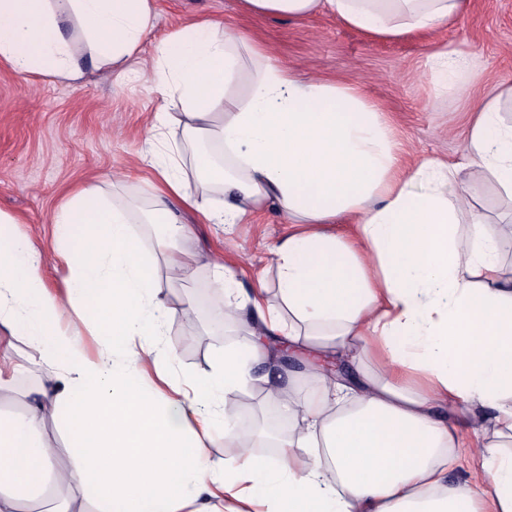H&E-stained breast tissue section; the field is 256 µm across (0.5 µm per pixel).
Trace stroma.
Segmentation results:
<instances>
[{"label":"stroma","mask_w":512,"mask_h":512,"mask_svg":"<svg viewBox=\"0 0 512 512\" xmlns=\"http://www.w3.org/2000/svg\"><path fill=\"white\" fill-rule=\"evenodd\" d=\"M156 27L144 45L152 60L168 32L207 17L254 31L273 49L278 62L305 80L357 85L379 102L395 139L409 156L465 160L471 104L488 87L512 82V0H473L454 24L428 35L377 40L319 14L307 19L253 18L238 0H157ZM448 45L475 61L466 95L439 88L427 59L434 46ZM166 103L148 76L129 82L93 71L72 86L58 80L20 78L0 64V210L21 218L26 234L44 258V282L64 292V269L55 265L59 245L52 216L71 189L96 184L105 194L134 198L131 184H113L112 174L126 169L143 145L154 113ZM479 191L477 212L494 223L512 221V199L480 170H465ZM191 249L223 258L235 268L242 287L259 279L275 282L270 248L289 231L280 216L266 211L243 224L192 223ZM0 359V417L25 410L27 393L46 385L49 369L31 370L37 352L21 337ZM231 334L213 329L205 309L195 322L173 318L159 338L170 362L169 375L181 379L207 363L213 349L234 343Z\"/></svg>","instance_id":"stroma-1"}]
</instances>
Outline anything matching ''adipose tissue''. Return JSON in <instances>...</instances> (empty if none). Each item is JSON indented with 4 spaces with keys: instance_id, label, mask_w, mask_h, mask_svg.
Masks as SVG:
<instances>
[{
    "instance_id": "1",
    "label": "adipose tissue",
    "mask_w": 512,
    "mask_h": 512,
    "mask_svg": "<svg viewBox=\"0 0 512 512\" xmlns=\"http://www.w3.org/2000/svg\"><path fill=\"white\" fill-rule=\"evenodd\" d=\"M470 0H242L254 16L324 13L374 38L430 33ZM156 0H0V62L20 76L70 84L87 70L149 73L180 116L155 113L137 161L149 175L134 201L74 189L52 217L66 296L44 285V260L0 210V328L53 368L51 386L0 419V512H31L26 492L75 512H220L221 493L266 502V512H512V273L496 253L499 230L470 209L458 165L409 163L381 107L348 83L300 80L261 41L207 18L167 34L145 64ZM446 87L464 88L471 57L430 54ZM245 94H236L240 80ZM512 84L493 86L473 109L467 155L512 197ZM274 209L293 227L272 249L276 291L241 288L215 264L216 306L234 345L170 392L146 388L143 368L165 377L157 338L172 312L158 278L192 279L200 253L181 214L233 225ZM349 236L327 232L339 221ZM156 225L146 253L133 227ZM466 233H459V225ZM98 336L86 355L83 333ZM301 353L316 389L262 386L287 410L285 432L235 424L238 394L255 364ZM121 361H114L113 353ZM348 363V377L335 365ZM238 470L209 461L215 420ZM483 440L480 469L450 484L457 425ZM69 434L71 466L54 461L47 421ZM276 447L269 462L254 446Z\"/></svg>"
}]
</instances>
